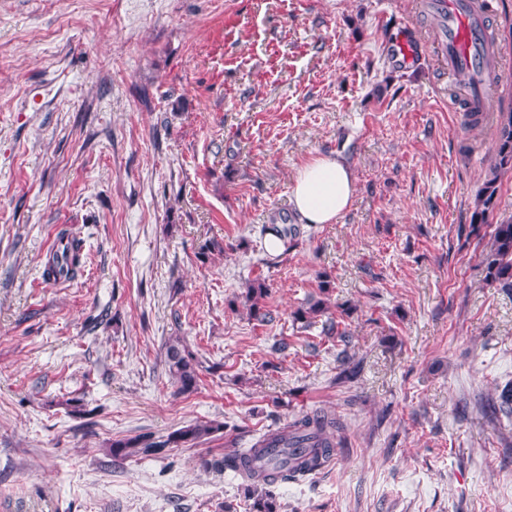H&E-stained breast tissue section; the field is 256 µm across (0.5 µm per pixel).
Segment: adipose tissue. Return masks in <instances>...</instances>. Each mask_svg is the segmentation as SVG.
Listing matches in <instances>:
<instances>
[{
	"instance_id": "obj_1",
	"label": "adipose tissue",
	"mask_w": 512,
	"mask_h": 512,
	"mask_svg": "<svg viewBox=\"0 0 512 512\" xmlns=\"http://www.w3.org/2000/svg\"><path fill=\"white\" fill-rule=\"evenodd\" d=\"M353 197L352 175L334 157H314L296 172L292 201L306 223H336L349 210Z\"/></svg>"
}]
</instances>
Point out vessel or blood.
Returning a JSON list of instances; mask_svg holds the SVG:
<instances>
[{
	"mask_svg": "<svg viewBox=\"0 0 512 512\" xmlns=\"http://www.w3.org/2000/svg\"><path fill=\"white\" fill-rule=\"evenodd\" d=\"M433 6L438 18L440 67L452 77L460 70H468L471 79L463 93L464 109L486 111L492 90L512 82V68L490 61L493 49L488 41V18L494 10L491 0L481 5L475 0H434Z\"/></svg>",
	"mask_w": 512,
	"mask_h": 512,
	"instance_id": "obj_1",
	"label": "vessel or blood"
}]
</instances>
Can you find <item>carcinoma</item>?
Segmentation results:
<instances>
[{
    "mask_svg": "<svg viewBox=\"0 0 512 512\" xmlns=\"http://www.w3.org/2000/svg\"><path fill=\"white\" fill-rule=\"evenodd\" d=\"M465 116L472 129L483 126L488 119L493 118L497 130L491 177L485 180L475 196L467 237L477 239V245L482 247L486 280L512 294V222L496 224L489 232L484 230L488 215L496 206L498 177L512 171V112L499 111L493 116L488 112H467ZM264 233L276 238L278 246L285 253L296 245L298 232L294 227L272 224L264 228ZM59 240L67 242L71 249V254L65 256V260L70 265L69 276L74 279L82 268V241L66 229L59 233ZM318 279L322 297L308 302L306 307L297 308L292 314L293 320L302 322L306 327L330 310L328 297L331 283L325 275L318 276ZM268 294L269 287L265 279L258 277L248 281L243 295V307L249 319L266 321L268 312L264 309L263 301ZM165 357L177 392L185 394L195 391L201 367L196 355L180 339L175 338L166 344ZM339 362L342 370L338 379L343 382L353 381L358 375V366L352 356L344 350L340 353ZM482 410L493 416L512 414V382L496 387L494 396L483 403ZM222 429L223 424L209 421L180 428L162 441H154L146 434L137 435L113 441L109 453L115 459L137 455L148 457L161 453L167 447L202 443ZM339 430L340 423L327 413H306L283 427L262 434L250 448L231 450L217 460L205 459L201 466L205 469L246 472L244 481L247 483L246 498L250 500V512H279L270 487L277 483L297 481L326 467L336 449L341 447L335 438V432ZM271 448L279 449L278 459L262 467L255 466L253 461L265 457Z\"/></svg>",
    "mask_w": 512,
    "mask_h": 512,
    "instance_id": "obj_1",
    "label": "carcinoma"
}]
</instances>
